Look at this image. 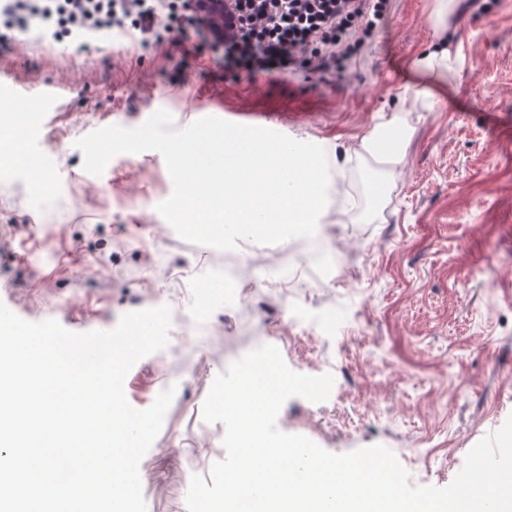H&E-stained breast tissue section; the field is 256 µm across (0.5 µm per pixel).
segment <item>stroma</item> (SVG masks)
I'll use <instances>...</instances> for the list:
<instances>
[{"label":"stroma","instance_id":"1","mask_svg":"<svg viewBox=\"0 0 512 512\" xmlns=\"http://www.w3.org/2000/svg\"><path fill=\"white\" fill-rule=\"evenodd\" d=\"M438 6L391 0L386 27L330 82L231 74L192 33L149 48L112 36L0 42V72L68 88L62 112L27 130L51 192L0 163V302L77 333L172 308L167 348L124 381L138 409L177 388L140 464L148 512H187L191 476L224 459V426L204 422L203 402L219 373L264 344L296 373L335 379L325 402L288 399L279 430L336 454L386 446L415 485H449L512 414V0H457V62L416 97L411 64L433 41ZM160 109L177 125L267 112L289 137L338 147L343 192L314 241L339 274L310 263L302 238L228 251L182 239L156 211L173 190L159 152L83 170L76 140ZM396 115L409 143L390 173L360 144ZM375 183L384 191L373 201Z\"/></svg>","mask_w":512,"mask_h":512}]
</instances>
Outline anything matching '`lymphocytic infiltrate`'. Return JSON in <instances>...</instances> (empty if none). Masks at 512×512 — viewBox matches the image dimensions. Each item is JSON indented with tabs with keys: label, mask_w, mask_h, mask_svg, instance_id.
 <instances>
[{
	"label": "lymphocytic infiltrate",
	"mask_w": 512,
	"mask_h": 512,
	"mask_svg": "<svg viewBox=\"0 0 512 512\" xmlns=\"http://www.w3.org/2000/svg\"><path fill=\"white\" fill-rule=\"evenodd\" d=\"M234 35L206 28L194 0H0L10 27L37 25L52 36H85L128 27L144 42L203 30L224 50L232 72L314 73L341 78L346 61L384 23L390 0H231Z\"/></svg>",
	"instance_id": "1"
}]
</instances>
